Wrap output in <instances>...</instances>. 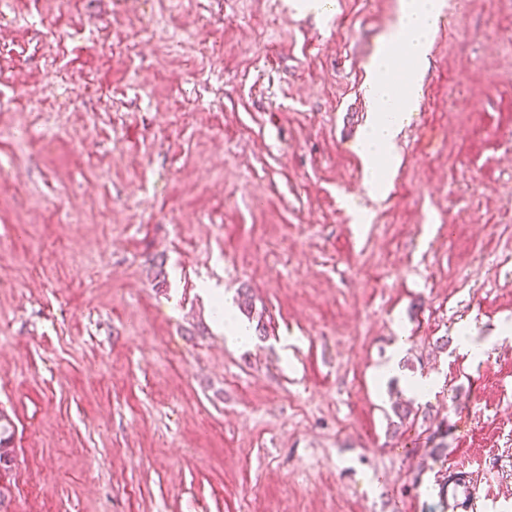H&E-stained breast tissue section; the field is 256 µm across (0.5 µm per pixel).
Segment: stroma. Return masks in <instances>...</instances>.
I'll list each match as a JSON object with an SVG mask.
<instances>
[{
  "label": "stroma",
  "instance_id": "stroma-1",
  "mask_svg": "<svg viewBox=\"0 0 512 512\" xmlns=\"http://www.w3.org/2000/svg\"><path fill=\"white\" fill-rule=\"evenodd\" d=\"M399 10L0 6V512H512V0H443L372 196ZM440 0H401L397 23L386 44L373 55L367 85L371 110L358 137L356 152L364 166L365 185L370 193L382 191L395 173V141L419 97L418 71L405 67L404 83L399 92L381 74L390 75L407 60L426 61L430 35L441 16ZM215 303L218 304L217 316L222 319L219 322L224 325V339L230 348H244L252 342L253 332L250 325L238 318L232 301L216 296ZM13 426L11 421L4 415L0 414V468L9 469L13 462L12 440Z\"/></svg>",
  "mask_w": 512,
  "mask_h": 512
}]
</instances>
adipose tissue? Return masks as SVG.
I'll return each instance as SVG.
<instances>
[{
    "instance_id": "obj_1",
    "label": "adipose tissue",
    "mask_w": 512,
    "mask_h": 512,
    "mask_svg": "<svg viewBox=\"0 0 512 512\" xmlns=\"http://www.w3.org/2000/svg\"><path fill=\"white\" fill-rule=\"evenodd\" d=\"M441 10V0H401L393 32L370 61L371 110L356 143L369 192L387 187L396 170L395 141L419 97L418 72L403 63L425 61Z\"/></svg>"
}]
</instances>
